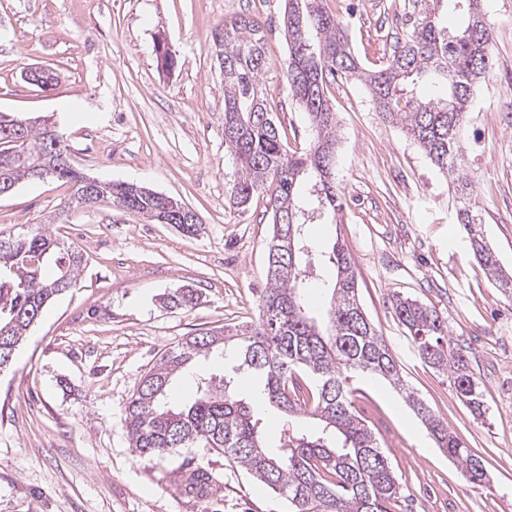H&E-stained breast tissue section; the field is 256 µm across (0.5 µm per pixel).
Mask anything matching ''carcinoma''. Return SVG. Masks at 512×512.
<instances>
[{"instance_id":"cac0c4a2","label":"carcinoma","mask_w":512,"mask_h":512,"mask_svg":"<svg viewBox=\"0 0 512 512\" xmlns=\"http://www.w3.org/2000/svg\"><path fill=\"white\" fill-rule=\"evenodd\" d=\"M462 16L456 29L442 25L441 3ZM283 26L288 58L283 63L288 91L308 114L313 139L301 152L287 153L279 129L259 94L268 61L265 34L245 14L234 16L214 34L216 57H224V148L236 164L228 189L232 206L243 209L251 198L274 185L268 200L272 237L266 254V284L258 295V319L226 324L188 336L165 352L140 381L126 406L123 425L134 456L151 461L177 448L203 445L224 453L288 503V512H392L400 495L398 479L375 432L356 414L352 382L375 376L388 381L411 407L438 448L457 460L466 482L486 479L483 461L403 383L392 348L378 333L358 299V281L350 255L334 243L324 248L306 226L342 212V195L332 177L337 116L325 95L328 76L360 79L375 111L401 126L448 183L458 187L457 218L474 256L497 287L512 296V274L501 267L485 241L479 214L469 196L465 173V127L491 58L488 23L481 0H435L394 47L385 64L367 70L351 51L340 18L323 0H288ZM425 76L443 80L437 98L408 96ZM46 128L26 126L20 136L0 132V168L16 183L35 179L39 167H60L55 179L72 185L70 204L85 206L81 174L46 152ZM105 203L146 220L163 223L166 203L143 195L129 183L103 189ZM80 252L40 225L0 235V370L10 366L16 346L38 320L46 304L72 288L82 266ZM331 294L326 319L310 315L307 291ZM200 296L183 288L166 296L168 308L191 310ZM393 308L417 345L421 359L448 374L458 400L479 418L486 413L479 380L461 349L448 339V321L432 306L397 296ZM231 348L230 373L201 378L196 396L173 404L168 393L178 372L196 357ZM258 379L260 400L290 418L307 416L321 429L312 434L282 424L269 449L265 416L236 391L235 377Z\"/></svg>"}]
</instances>
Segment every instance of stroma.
Masks as SVG:
<instances>
[{
    "mask_svg": "<svg viewBox=\"0 0 512 512\" xmlns=\"http://www.w3.org/2000/svg\"><path fill=\"white\" fill-rule=\"evenodd\" d=\"M353 53L374 69L408 34L421 0H326ZM285 0H0V113L48 116L73 167L105 182H134L174 198L201 219L198 234L106 206L72 207L70 185L25 180L0 196V231L34 224L66 236L83 256L74 288L52 299L0 372V512H288L243 469L207 448L138 460L122 424L140 380L185 337L254 321L271 237L268 193L233 208L236 175L224 149V78L213 33L246 14L262 25L269 65L262 96L287 152L311 127L286 88ZM493 30L492 65L472 103L467 176L486 241L512 272V0H482ZM165 37L175 58L162 70ZM56 74L53 86L23 72ZM338 119L333 173L344 209L310 227L344 244L359 300L391 345L414 394L479 456L487 484L466 483L387 381L365 378L359 415L386 449L401 484L394 512H512V298L474 258L448 178L397 125L376 112L363 84L328 83ZM197 290L191 310L163 306ZM436 307L465 350L488 410L474 418L445 373L424 363L399 323L393 295ZM208 470L199 495L177 475Z\"/></svg>",
    "mask_w": 512,
    "mask_h": 512,
    "instance_id": "obj_1",
    "label": "stroma"
}]
</instances>
